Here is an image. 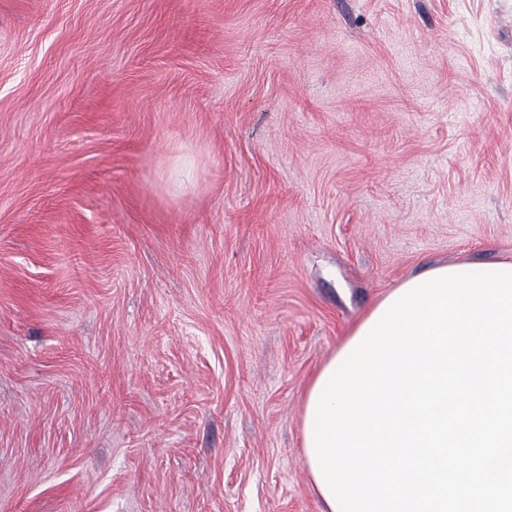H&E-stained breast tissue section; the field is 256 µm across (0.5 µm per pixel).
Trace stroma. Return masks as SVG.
I'll use <instances>...</instances> for the list:
<instances>
[{
    "instance_id": "obj_1",
    "label": "stroma",
    "mask_w": 512,
    "mask_h": 512,
    "mask_svg": "<svg viewBox=\"0 0 512 512\" xmlns=\"http://www.w3.org/2000/svg\"><path fill=\"white\" fill-rule=\"evenodd\" d=\"M512 256V0H0V512H323L307 389ZM464 265H469L470 266V264H467V263H454V264L437 266L435 268L430 269L427 272H431V271L435 272L434 270H436V269H443L445 267L448 268V267H456V266H464ZM427 272H425V273H427ZM425 273H423V274H425ZM423 274H421V275H423ZM421 275L410 277V278H407L406 280H404L397 288H394L392 291H390L375 306H373L369 310V312L360 320V322L357 324V326L354 328V330L351 332V334L345 339V341L343 342L341 347L338 349L336 354L333 355V357L327 363H325L322 366V368L319 370V372L315 376L314 380L312 381V383H311V385H310V387H309V389L307 391V398H306V404H305V412H304V417H303L304 463H305L306 471L308 473V477H309V480H310L311 488L313 489L314 493L319 497V499L325 505V507H326V511L325 512H335V511L333 510V507H331V505L328 503L327 499L325 498V495L322 493L323 491L321 490V487L319 486V484L317 482V478H316V476H315V474L313 472V469H312V465H311V461H310V455L308 454L309 451L307 449V444H308L307 437H306L307 410H308V407H309L311 395L313 394V389H315L319 379L321 378V376H323L324 372L327 371V368H329L331 363L333 361H335V359L338 357V355L340 353H343L344 349H346V347L355 339V336L363 328V326L371 319L372 315L374 313H376V311L381 306V304L384 301H386L389 296L393 295V293H395V291L400 289L402 286L408 284L413 279H415L417 277H420Z\"/></svg>"
}]
</instances>
